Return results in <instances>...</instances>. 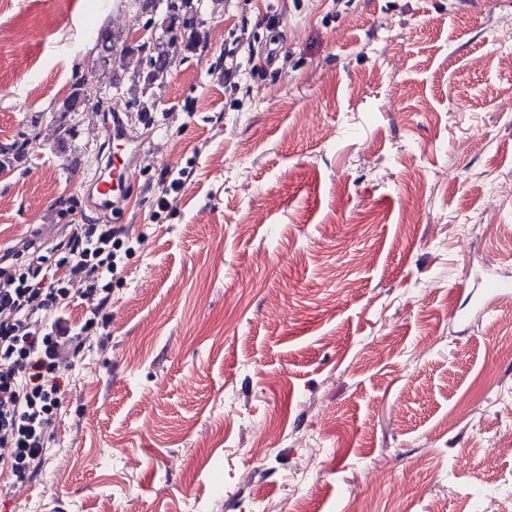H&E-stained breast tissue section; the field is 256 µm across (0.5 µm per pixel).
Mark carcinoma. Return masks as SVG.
Here are the masks:
<instances>
[{"label":"carcinoma","mask_w":512,"mask_h":512,"mask_svg":"<svg viewBox=\"0 0 512 512\" xmlns=\"http://www.w3.org/2000/svg\"><path fill=\"white\" fill-rule=\"evenodd\" d=\"M191 2L192 0H163L164 7L155 21V26L162 31V37L148 46H129L122 34L115 33L108 28L98 31V45L108 53V57L120 56L124 67H134L136 75L145 77V83L150 85L166 76L171 67V59L164 49L163 38L181 27L190 28L191 19L183 16L182 11H190L192 9ZM95 100L98 105L112 101L118 103L122 101V93L118 90L108 91L100 88L95 90ZM124 105L128 112L132 110L149 112V103L146 101H126ZM86 108L84 90L82 84L78 83L64 102L61 111L66 116L70 114L76 116ZM32 143L33 138L28 137L8 147L0 146V169L12 167L27 160Z\"/></svg>","instance_id":"carcinoma-1"}]
</instances>
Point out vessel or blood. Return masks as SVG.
Wrapping results in <instances>:
<instances>
[{"instance_id":"b4317fda","label":"vessel or blood","mask_w":512,"mask_h":512,"mask_svg":"<svg viewBox=\"0 0 512 512\" xmlns=\"http://www.w3.org/2000/svg\"><path fill=\"white\" fill-rule=\"evenodd\" d=\"M104 131L110 151L105 165L97 168L88 182L87 190L98 209L107 212L125 201L135 169L134 160L142 151L143 143L120 119L105 120Z\"/></svg>"}]
</instances>
